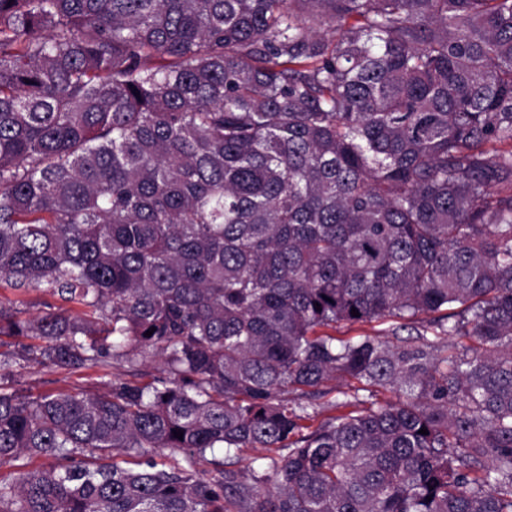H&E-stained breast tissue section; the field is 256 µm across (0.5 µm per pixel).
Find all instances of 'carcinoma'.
<instances>
[{"mask_svg": "<svg viewBox=\"0 0 512 512\" xmlns=\"http://www.w3.org/2000/svg\"><path fill=\"white\" fill-rule=\"evenodd\" d=\"M0 289V380L165 372L0 383V512H512V0H0ZM19 298L24 301L21 305H18L22 312L20 314L22 319L33 318L43 314L45 311L53 310L55 307L60 306V302L55 298L39 291H31ZM127 365H119L110 360V365L104 369L89 368L73 372L56 370L40 365H30L17 368L13 385L25 393L34 395L71 391L74 388L85 387L94 383L99 389H104L108 382L116 379L132 380L142 383L152 381L154 377L164 376L163 364L159 357L149 358L140 367L137 375H133ZM333 384L336 386V390L331 392L326 397L319 400L321 403H325L322 408H318L319 416L315 421H307L305 424L313 423V426H316L321 420L333 416L336 414H339V410L331 406V404H334L335 402H340L343 399H345L344 393L347 394H353L354 389L357 387H361L362 385L357 383L355 380L346 379V380H340L333 382ZM329 404V405H328Z\"/></svg>", "mask_w": 512, "mask_h": 512, "instance_id": "carcinoma-1", "label": "carcinoma"}]
</instances>
